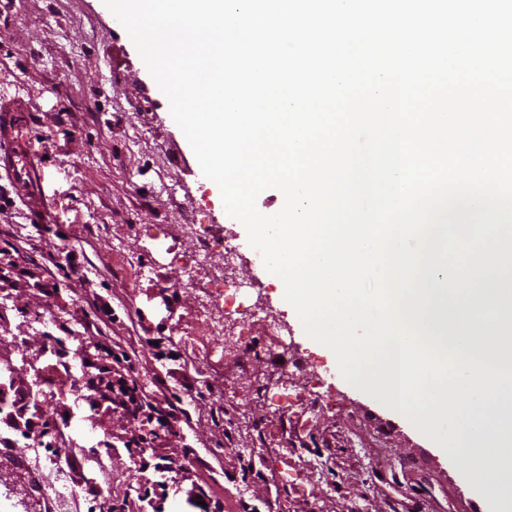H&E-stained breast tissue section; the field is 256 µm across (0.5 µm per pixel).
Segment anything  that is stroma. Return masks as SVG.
<instances>
[{
    "label": "stroma",
    "instance_id": "1",
    "mask_svg": "<svg viewBox=\"0 0 512 512\" xmlns=\"http://www.w3.org/2000/svg\"><path fill=\"white\" fill-rule=\"evenodd\" d=\"M0 98L24 99L46 175L33 189L54 205L48 224L19 203L0 212V359L21 391L49 395L33 430L0 420V512H497L465 460L348 384L305 334L103 0H0ZM227 278L261 302L253 323L214 293ZM216 315L232 347L211 336ZM269 321L285 325L281 344ZM116 354L147 395L189 413L155 426L159 461L143 472L145 426L87 385ZM60 484L67 498L47 497Z\"/></svg>",
    "mask_w": 512,
    "mask_h": 512
}]
</instances>
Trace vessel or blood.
Listing matches in <instances>:
<instances>
[{
    "instance_id": "vessel-or-blood-1",
    "label": "vessel or blood",
    "mask_w": 512,
    "mask_h": 512,
    "mask_svg": "<svg viewBox=\"0 0 512 512\" xmlns=\"http://www.w3.org/2000/svg\"><path fill=\"white\" fill-rule=\"evenodd\" d=\"M22 111V102H0V171L23 189V201L27 209L43 217L50 210V202L44 195L28 191L29 186L40 177L41 171L35 163L34 151L22 143L19 137V117Z\"/></svg>"
}]
</instances>
